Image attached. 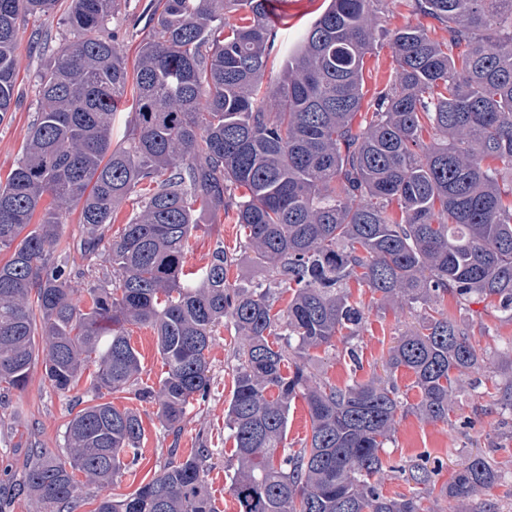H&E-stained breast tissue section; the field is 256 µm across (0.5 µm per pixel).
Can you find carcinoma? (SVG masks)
Instances as JSON below:
<instances>
[{
  "label": "carcinoma",
  "mask_w": 512,
  "mask_h": 512,
  "mask_svg": "<svg viewBox=\"0 0 512 512\" xmlns=\"http://www.w3.org/2000/svg\"><path fill=\"white\" fill-rule=\"evenodd\" d=\"M410 2L432 24L388 33L396 75L356 125L385 0H331L269 85L271 108L255 99L278 32L270 0H155L131 74L117 39L98 35L116 0H71L72 38L36 77V122L0 183V253H10L0 263V395L24 390L40 362L56 392L85 374L93 396L67 423L66 451L27 449L0 500L74 512L93 484L112 488L93 512H216L211 448L173 452L151 480L117 492L145 434L138 411L105 397L155 404L180 433L209 396L208 355L227 319L240 335L226 413L239 512H432L429 457L399 467L410 491L394 498L380 490L381 452L410 409L448 421L458 375L483 369L473 336L437 309L446 296L491 299L512 322V0ZM57 3L0 0V121L17 105L19 18L50 16ZM130 81L126 140L114 145ZM125 201L127 224L106 236ZM74 207L82 257H104L115 279L80 288L81 273L60 260ZM198 209L235 216L253 260L294 290L285 309L268 286L228 281L222 244L185 272ZM352 282L383 305L420 308L386 360L389 372L413 374L416 406L389 380L339 387L313 373L310 350L355 336L365 319ZM130 326L156 333L166 368L156 387L140 379ZM494 389L512 415V377ZM299 397L311 434L288 450ZM498 480L493 462L471 455L440 495L497 512L477 495Z\"/></svg>",
  "instance_id": "obj_1"
}]
</instances>
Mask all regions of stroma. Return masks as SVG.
<instances>
[{"label":"stroma","instance_id":"obj_1","mask_svg":"<svg viewBox=\"0 0 512 512\" xmlns=\"http://www.w3.org/2000/svg\"><path fill=\"white\" fill-rule=\"evenodd\" d=\"M328 3L329 0H277L274 11L282 23L276 40L278 49L268 61L265 82L279 78L286 53L296 48L305 29ZM150 12L151 0H117L109 29L122 42L127 63L135 61ZM416 21L411 7L402 0H390L384 7L381 15L384 33L377 36L372 52L366 57L368 97L376 96L393 77L397 67L387 32ZM66 34L57 13L40 18L26 16L20 21L18 102L15 110L0 121V181L14 169L35 118V75L49 61ZM199 222V228L190 238L187 267L203 266L216 243L221 242L234 255L228 273L231 283L249 287L268 279V271L256 264L250 250L243 247L239 227L231 216L221 212L206 213ZM352 293L354 300L362 302L365 308V322L358 336L350 343H337L335 350L320 356L315 368L316 374L339 386L384 376L383 364L389 347L417 319L416 311L375 303L367 289L356 287ZM442 307L468 327L479 341L485 350L488 370L500 376L512 372L507 365L508 357L512 356V322L501 318L495 304L476 303L464 308L449 297ZM215 338L209 353V397L205 404L190 408L180 434H173L166 427L157 406H140L145 429L143 453L138 464L123 475V491H133L142 482L150 480L170 455L182 458L191 449L204 444L215 452V465L208 474V483L219 512H239L227 490L234 458L233 442L224 426L232 393L238 333L234 325L227 322L218 327ZM351 347L359 353V365H352L348 357L347 350ZM490 390L488 380H475L469 373L464 375L462 389L453 398L448 422H430L414 412L400 417L382 451L392 466L381 479L383 494L395 498L407 494L409 486L395 468L420 455H429L438 463L437 482L444 485L469 455L484 453L494 459L501 477L493 486L483 489L480 496L495 503L501 512H512V430L505 427V417L491 398ZM90 397L89 385L84 381L67 395L56 393L44 380L43 366H36L27 388L13 392L8 407L0 408V468L8 464L19 465L22 460L20 449L29 444L64 450V432L70 413L77 402Z\"/></svg>","mask_w":512,"mask_h":512}]
</instances>
